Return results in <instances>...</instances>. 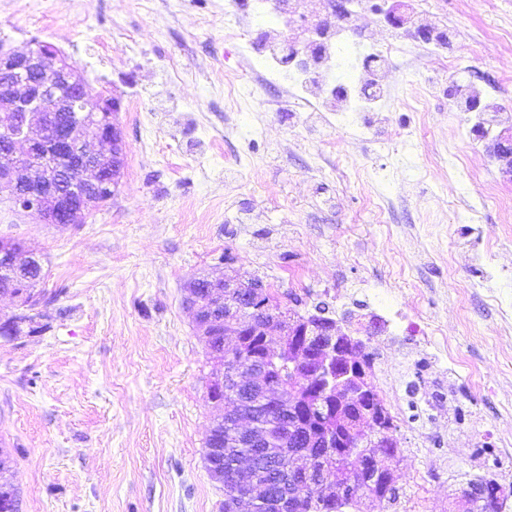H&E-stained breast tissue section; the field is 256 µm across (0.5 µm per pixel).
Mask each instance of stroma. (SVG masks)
Segmentation results:
<instances>
[{
    "instance_id": "obj_1",
    "label": "stroma",
    "mask_w": 512,
    "mask_h": 512,
    "mask_svg": "<svg viewBox=\"0 0 512 512\" xmlns=\"http://www.w3.org/2000/svg\"><path fill=\"white\" fill-rule=\"evenodd\" d=\"M365 0L355 32L399 30ZM448 35L390 69L366 132L267 88L227 99L250 61L224 38L225 0H0V39L55 45L91 96L116 95L126 166L112 199L58 227L0 193V237L41 258L36 334L0 336V450L19 512H222L203 464L214 364L183 306L194 278H261L300 312L326 307L374 373L402 378L399 499L455 512L469 479L512 485V348L483 292L512 278V173L488 150L512 133V0H404ZM462 60L461 68L451 63ZM496 84L474 127L453 85ZM456 168H449V158ZM475 222H462L469 206ZM431 323L482 383L431 362L383 310Z\"/></svg>"
}]
</instances>
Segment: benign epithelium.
I'll list each match as a JSON object with an SVG mask.
<instances>
[{"label": "benign epithelium", "mask_w": 512, "mask_h": 512, "mask_svg": "<svg viewBox=\"0 0 512 512\" xmlns=\"http://www.w3.org/2000/svg\"><path fill=\"white\" fill-rule=\"evenodd\" d=\"M121 108L115 96L92 98L83 74L51 44L34 50L7 49L0 42V123L18 128L0 143V190L10 192L13 203L25 212H35L53 223L59 209L73 215L87 212L97 203L99 174L112 161V188H117L126 161V146L120 128L107 121ZM69 112H89L100 116L98 129L87 139L76 137L67 120ZM496 157L512 168V137L499 136ZM64 157L71 175L47 171L39 182L20 179L23 158ZM38 264L36 252L21 255L0 253V273L14 280ZM209 298L201 301L199 281L187 286L185 307L190 311L196 333L204 341L219 329L224 334V357L216 360L218 370L209 387L224 392L213 401L218 416L233 423L232 434L242 448L232 470L223 471L217 459L220 448H207L204 460L209 476L232 498V512H256L264 507L275 512H311L314 504L304 492L318 485L322 494L354 498L355 486L321 463L314 448L332 455L339 447L332 430L324 426L316 432L305 427L300 415L319 409L323 397L336 394L340 406L358 401L361 384L343 379L344 370L355 360L360 343L350 342L342 353L336 343L342 332L336 324L303 315L279 300H267L259 307L254 299L269 293L262 282H242L231 277L204 278ZM262 339V357L245 359L239 336L243 322ZM288 366L292 382L275 381L278 366ZM288 413V432L300 436L302 445L288 449V484L262 478L257 457L270 439L268 428L278 424L281 412Z\"/></svg>", "instance_id": "benign-epithelium-1"}]
</instances>
